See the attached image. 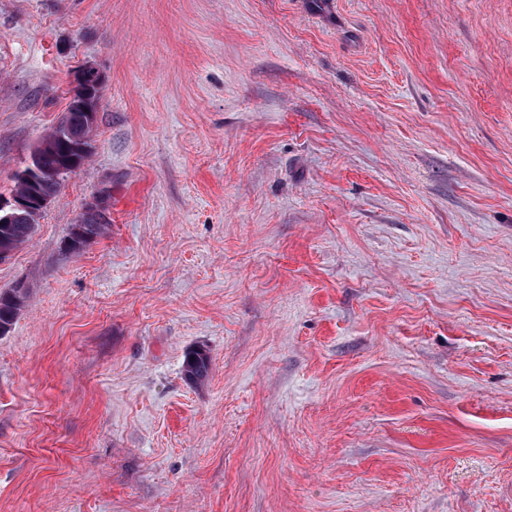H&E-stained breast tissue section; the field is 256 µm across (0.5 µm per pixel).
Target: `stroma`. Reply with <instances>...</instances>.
<instances>
[{
    "label": "stroma",
    "mask_w": 512,
    "mask_h": 512,
    "mask_svg": "<svg viewBox=\"0 0 512 512\" xmlns=\"http://www.w3.org/2000/svg\"><path fill=\"white\" fill-rule=\"evenodd\" d=\"M85 66L0 512H512V0H0V200ZM99 216L100 220L105 221L109 218L107 212L101 208L93 209ZM97 214L92 211L82 215L81 224H72L68 237L64 241V248L70 253L80 252L87 245L100 237L107 228L110 221L101 222ZM69 246V249L66 247ZM194 357V360H191ZM210 358L204 350H193L187 353L184 364L186 379L195 385L202 384L210 371Z\"/></svg>",
    "instance_id": "1"
}]
</instances>
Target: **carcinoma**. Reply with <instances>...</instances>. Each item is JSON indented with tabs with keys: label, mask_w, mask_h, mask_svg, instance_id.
<instances>
[{
	"label": "carcinoma",
	"mask_w": 512,
	"mask_h": 512,
	"mask_svg": "<svg viewBox=\"0 0 512 512\" xmlns=\"http://www.w3.org/2000/svg\"><path fill=\"white\" fill-rule=\"evenodd\" d=\"M92 127L83 109L70 101L60 120L42 139L37 147L36 160L33 163L42 175L25 178L28 169L17 174L13 196L30 195L33 197H55L68 174L80 168L88 159L69 148L73 138H89ZM39 214L25 211L15 212L13 221L0 223V253L12 254L20 245L29 241L37 226ZM109 222H102L97 214L89 211L82 215L81 223L71 225L64 245L68 252L75 253L100 237ZM28 292L24 288H12L0 291V332L6 333L13 325L27 301ZM210 358L204 350L187 353L184 364L186 379L195 385L203 383L210 371Z\"/></svg>",
	"instance_id": "obj_1"
}]
</instances>
